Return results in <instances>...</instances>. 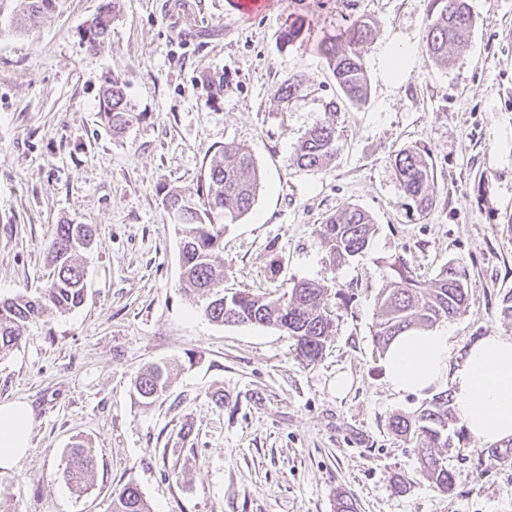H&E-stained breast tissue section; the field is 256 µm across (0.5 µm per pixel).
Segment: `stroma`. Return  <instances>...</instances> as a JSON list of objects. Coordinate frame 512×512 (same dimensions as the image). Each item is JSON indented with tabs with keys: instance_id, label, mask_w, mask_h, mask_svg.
Masks as SVG:
<instances>
[{
	"instance_id": "obj_1",
	"label": "stroma",
	"mask_w": 512,
	"mask_h": 512,
	"mask_svg": "<svg viewBox=\"0 0 512 512\" xmlns=\"http://www.w3.org/2000/svg\"><path fill=\"white\" fill-rule=\"evenodd\" d=\"M104 2L53 0L20 28L23 0H0V298L44 287L56 224L97 228L83 304L0 355V404L32 414L27 455L0 469V512H112L128 483L153 512H337L343 497L356 512H512V463H491L476 438L444 451L452 493L422 474L389 420L424 398L387 387L373 339L394 265L423 282L451 261L469 293L446 322L453 356L489 332L512 335L499 314L512 292V0H469L474 25L448 65L423 51L430 0H275L243 22L225 0H119L93 50L84 31ZM358 18L373 26L360 105L342 100L318 50ZM291 24L301 34L286 44ZM397 47L412 58L393 75ZM209 73L224 77L216 108L205 104ZM296 74L312 87L282 107L274 88ZM109 78L137 115L119 134L99 114ZM328 114L338 155L298 168L296 147ZM227 146L251 153L261 188L224 227V285L269 299L305 280L327 285L333 328L318 362H302L277 328L210 322L184 289L160 191L195 193ZM408 146L426 149L436 173L421 218L389 160ZM346 205L367 211L376 232L335 267L316 226ZM160 362L174 383L142 405L133 383ZM340 374L351 380L342 395ZM77 441L97 460L81 493L65 474Z\"/></svg>"
}]
</instances>
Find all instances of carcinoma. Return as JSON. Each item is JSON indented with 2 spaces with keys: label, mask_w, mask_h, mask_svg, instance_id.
<instances>
[{
  "label": "carcinoma",
  "mask_w": 512,
  "mask_h": 512,
  "mask_svg": "<svg viewBox=\"0 0 512 512\" xmlns=\"http://www.w3.org/2000/svg\"><path fill=\"white\" fill-rule=\"evenodd\" d=\"M116 0L85 29L87 43L96 47L103 42L112 24ZM53 0H28L27 18L34 25L51 10ZM474 25L468 0H431L425 29L424 52L435 61H447L448 46L459 45ZM372 34L368 21L356 19L319 47L326 58L343 98L361 104L368 96V82L357 47ZM206 104L210 107L224 99V75L205 76ZM311 81L302 76L288 77L274 89V97L283 107L310 90ZM101 117L119 132L136 119L129 107L125 89L116 80H107L100 96ZM336 126L328 119L317 122L306 134L296 153L297 166L309 171L321 168L336 156ZM399 187L412 212L422 215L435 202L434 167L429 156L417 148H404L392 155ZM260 189L257 165L250 153L241 148H225L213 156L204 185L196 195H186L176 187L162 199L164 208L176 216L180 234L182 279L188 290L203 298L201 311L210 321L220 324L257 323L277 327L295 341V351L303 362L314 363L322 356L331 333L326 300L328 287L315 281L296 284L291 293L265 300L247 291L224 290V225L246 214ZM375 233L371 216L357 206L347 205L324 218L318 225V238L329 263L338 266L363 252ZM95 229L91 224L64 222L56 225L47 249L52 276L46 287L31 294L26 291L0 299V355L31 335V329L45 317L66 314L84 300L85 268L78 262L82 253L92 250ZM397 280L379 294L374 338L379 353H385L398 334L429 328L443 319H451L466 307L465 276L459 265L448 262L435 278L420 282L408 275L405 267H396ZM172 383L170 368L154 364L135 380L134 389L145 405L166 395ZM452 398L446 392L436 394L407 415H397L391 428L418 449L423 470L442 493L454 489L447 458L439 452L454 442L468 439L451 410ZM491 460L512 462V440L487 450ZM96 466L91 450L82 443L68 453L66 476L76 489L86 486ZM112 512H152L139 489L124 485L112 498Z\"/></svg>",
  "instance_id": "carcinoma-1"
}]
</instances>
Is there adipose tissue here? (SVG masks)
<instances>
[{
  "label": "adipose tissue",
  "instance_id": "obj_1",
  "mask_svg": "<svg viewBox=\"0 0 512 512\" xmlns=\"http://www.w3.org/2000/svg\"><path fill=\"white\" fill-rule=\"evenodd\" d=\"M383 378L396 393L428 395L451 389L457 421L488 444L512 439V336L495 332L452 358L447 329L411 330L397 336L382 359ZM31 412L0 405V468L16 466L28 450Z\"/></svg>",
  "mask_w": 512,
  "mask_h": 512
}]
</instances>
